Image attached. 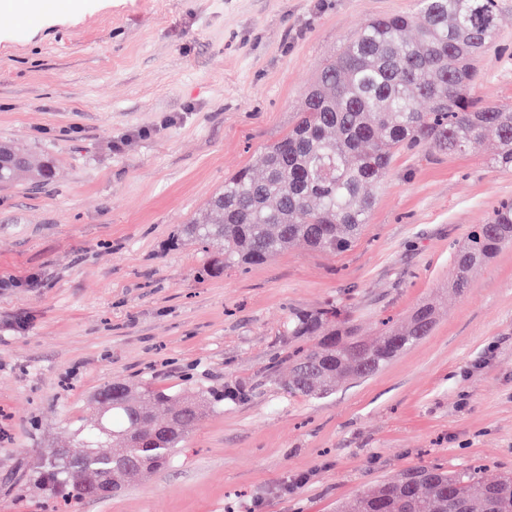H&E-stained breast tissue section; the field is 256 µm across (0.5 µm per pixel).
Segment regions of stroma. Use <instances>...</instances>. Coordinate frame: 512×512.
<instances>
[{
    "mask_svg": "<svg viewBox=\"0 0 512 512\" xmlns=\"http://www.w3.org/2000/svg\"><path fill=\"white\" fill-rule=\"evenodd\" d=\"M415 0H81L0 12V141L54 165L0 184V512H66L34 471L102 387L220 393L169 463L76 512H336L418 466L512 475V244L456 293L453 253L512 199L488 144L399 151L360 237L200 278L178 240L288 133L322 64ZM477 95L512 108V0ZM436 301L431 333L321 398L284 384L291 313L335 304L366 343Z\"/></svg>",
    "mask_w": 512,
    "mask_h": 512,
    "instance_id": "35a3bbf8",
    "label": "stroma"
}]
</instances>
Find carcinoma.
<instances>
[{
  "label": "carcinoma",
  "instance_id": "carcinoma-1",
  "mask_svg": "<svg viewBox=\"0 0 512 512\" xmlns=\"http://www.w3.org/2000/svg\"><path fill=\"white\" fill-rule=\"evenodd\" d=\"M417 7L416 14L364 22L322 67L288 135L257 154L255 169L225 178L204 215L181 225L179 238L209 253L206 276L263 264L294 242L322 252L348 250L372 209L364 188L386 176L401 148L462 154L489 136V163L512 168V109L473 95L478 57L496 42L497 0H417ZM1 151L19 158L17 166L3 171L1 184L22 170L49 176L44 161L8 145H0ZM511 243L512 202L506 201L455 252L457 291L468 287L472 269ZM286 335L313 338L289 360L286 384L316 398L331 393L343 378L378 371L428 332L414 313L405 327L386 330L377 344L356 353L352 345L359 340L331 303L292 313ZM213 402L206 390L174 396L149 386L134 392L115 385L101 418L78 427V445L93 452L73 461L48 456L37 467L39 481L77 503L84 495L72 483L71 470L122 471L127 477L161 457L168 460ZM98 420L101 430L95 427ZM132 432L153 439L152 447H130ZM388 485L394 487L388 512H448L450 498L467 512H489L490 488L498 512H512L511 475L484 483L468 470L420 466ZM384 491L357 494L340 512H371Z\"/></svg>",
  "mask_w": 512,
  "mask_h": 512
}]
</instances>
